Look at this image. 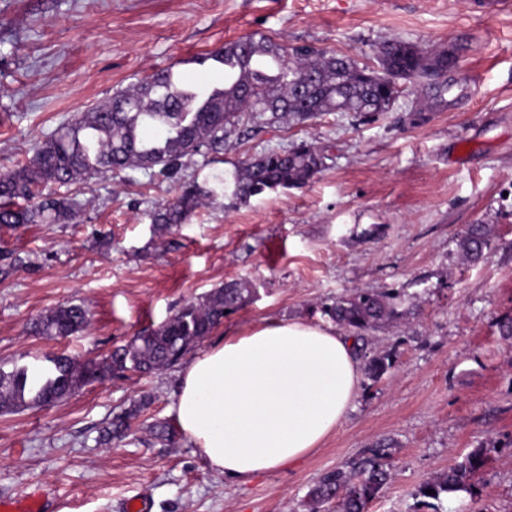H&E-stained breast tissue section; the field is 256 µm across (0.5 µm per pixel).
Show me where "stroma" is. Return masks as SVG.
Masks as SVG:
<instances>
[{
  "instance_id": "35a3bbf8",
  "label": "stroma",
  "mask_w": 512,
  "mask_h": 512,
  "mask_svg": "<svg viewBox=\"0 0 512 512\" xmlns=\"http://www.w3.org/2000/svg\"><path fill=\"white\" fill-rule=\"evenodd\" d=\"M472 0H0V168L26 163L61 123L166 67L222 86L207 50L263 32L359 57L399 37L457 57L444 76L362 122L332 112L304 124L233 132L223 160L195 157L199 180L270 149L306 142L327 157L298 189L231 205L203 200L186 223L157 229L148 213L177 186L128 169L61 187L82 205L69 224H0V369L64 354L97 361L186 302L234 279L256 292L207 337L214 344L265 318L327 322L323 308L351 289L397 294L399 327L368 335L391 354L379 381L362 380L342 426L314 452L247 483L205 466L184 434L162 445L150 427L172 422L179 367L87 384L62 402L0 412V499L34 488L47 512H309L321 475L349 468L377 443L390 479L367 512H431L421 486L476 448L487 459L474 493L443 512H512V8L475 12ZM448 92H441V84ZM494 227L486 259L464 262L462 231ZM84 305L88 329L38 335L40 315ZM147 404L130 436L97 443L112 416Z\"/></svg>"
}]
</instances>
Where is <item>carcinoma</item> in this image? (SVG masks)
<instances>
[{"label":"carcinoma","mask_w":512,"mask_h":512,"mask_svg":"<svg viewBox=\"0 0 512 512\" xmlns=\"http://www.w3.org/2000/svg\"><path fill=\"white\" fill-rule=\"evenodd\" d=\"M206 59L241 75L238 83L207 90L168 80L169 71L156 72L133 89L116 94L95 108L62 123L34 148L25 164L0 170V224H61L79 216L78 203L51 191L57 182L67 185L114 171H158L178 185V195L149 213L151 223L169 228L184 223L201 204L215 195L208 183L186 173L196 156L224 152L230 133L239 125L304 123L329 112H352L361 120L375 119L393 109L400 97V82L416 88L431 78L425 62H447L448 50L422 46L401 38L381 43L375 64L382 78L366 76L369 66L355 57L311 45H284L272 36L253 33L205 53ZM271 60L269 73L261 64ZM325 168L324 156L312 144L268 150L235 166L216 181L232 188L231 198H250L278 189L301 188ZM493 228L471 224L461 234L458 249L468 263L485 259ZM254 294L249 280L231 281L187 302L171 319L151 332L116 347L102 362H78L67 356L50 360L39 371L24 365L0 370V409L18 411L58 403L79 387L109 374L133 371L153 374L176 365L219 327L226 313L245 305ZM397 296L355 288L336 299L324 313L360 344L366 377L380 380L394 365L388 354H370L367 333L399 318ZM89 313L78 304H62L34 323L44 336H69L84 330ZM141 411L137 403L114 415L99 441L109 444L128 435L130 422ZM484 448L470 451L462 461L437 474L420 489L432 499L428 506L458 491H473L472 477L484 466ZM390 478L383 454L355 464L349 470L325 473L309 491L310 512L336 503V512H366ZM431 494H426V491Z\"/></svg>","instance_id":"carcinoma-1"}]
</instances>
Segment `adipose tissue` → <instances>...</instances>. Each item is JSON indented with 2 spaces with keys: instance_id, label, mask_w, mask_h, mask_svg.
Wrapping results in <instances>:
<instances>
[{
  "instance_id": "adipose-tissue-1",
  "label": "adipose tissue",
  "mask_w": 512,
  "mask_h": 512,
  "mask_svg": "<svg viewBox=\"0 0 512 512\" xmlns=\"http://www.w3.org/2000/svg\"><path fill=\"white\" fill-rule=\"evenodd\" d=\"M360 378L355 342L336 326L264 319L193 356L171 412L211 470L244 483L318 448Z\"/></svg>"
}]
</instances>
